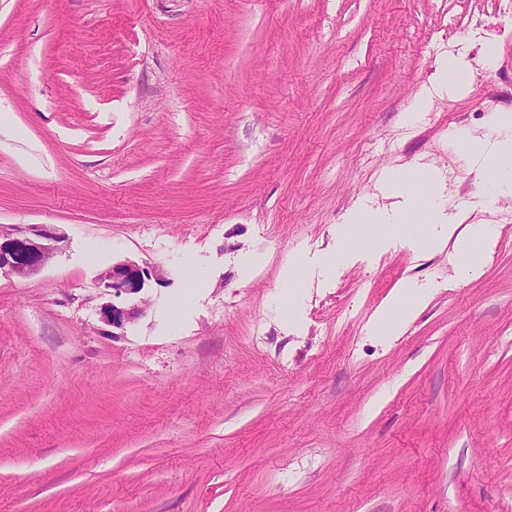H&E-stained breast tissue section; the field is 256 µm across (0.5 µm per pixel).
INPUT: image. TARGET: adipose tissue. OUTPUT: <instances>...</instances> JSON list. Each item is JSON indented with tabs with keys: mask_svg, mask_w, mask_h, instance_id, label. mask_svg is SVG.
<instances>
[{
	"mask_svg": "<svg viewBox=\"0 0 512 512\" xmlns=\"http://www.w3.org/2000/svg\"><path fill=\"white\" fill-rule=\"evenodd\" d=\"M420 181L430 190L441 187V178L430 169L415 166L404 167L402 172L389 173L386 188L392 194L401 197L399 209L388 211H365L363 206H356L349 214L352 224L366 223L367 238L370 244L380 245L386 238L390 225L405 223L413 210L412 181ZM430 298L428 289L418 287L411 282L400 283L386 302L373 317V331L381 339L398 335L405 324L417 314Z\"/></svg>",
	"mask_w": 512,
	"mask_h": 512,
	"instance_id": "ef3b65f1",
	"label": "adipose tissue"
}]
</instances>
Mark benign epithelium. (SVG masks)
Masks as SVG:
<instances>
[{"instance_id":"1","label":"benign epithelium","mask_w":512,"mask_h":512,"mask_svg":"<svg viewBox=\"0 0 512 512\" xmlns=\"http://www.w3.org/2000/svg\"><path fill=\"white\" fill-rule=\"evenodd\" d=\"M61 237L47 224L0 225V270L25 278L38 272L59 250ZM162 283L165 272L160 267L142 266L133 261L113 264L101 274V283L114 297L137 295L149 281ZM144 312L139 306L120 307L105 303L102 320L117 329L133 322Z\"/></svg>"}]
</instances>
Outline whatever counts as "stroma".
I'll return each instance as SVG.
<instances>
[{
  "label": "stroma",
  "mask_w": 512,
  "mask_h": 512,
  "mask_svg": "<svg viewBox=\"0 0 512 512\" xmlns=\"http://www.w3.org/2000/svg\"><path fill=\"white\" fill-rule=\"evenodd\" d=\"M494 109L497 0H0V225L63 237L0 271V512H512V180L452 137L493 143ZM410 162L442 192L366 246L345 215ZM466 209L493 246L419 250ZM125 260L166 280L115 331ZM404 279L431 299L380 340ZM144 312L139 306L120 307L115 303H104L101 307L102 320L105 324L113 328L121 329L126 324L133 322L138 316Z\"/></svg>",
  "instance_id": "stroma-1"
}]
</instances>
